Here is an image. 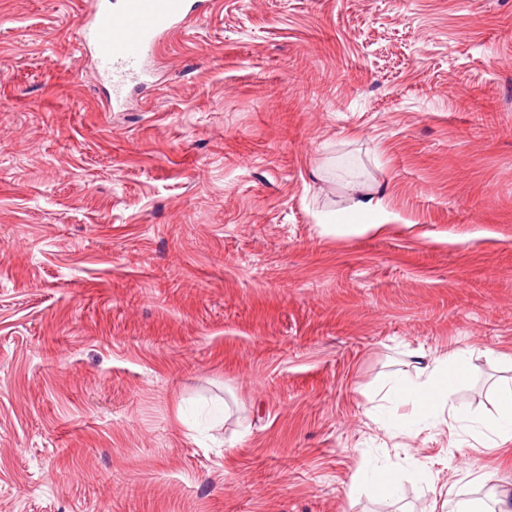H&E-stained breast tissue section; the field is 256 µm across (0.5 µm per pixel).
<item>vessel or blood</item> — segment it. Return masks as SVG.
<instances>
[{
    "mask_svg": "<svg viewBox=\"0 0 512 512\" xmlns=\"http://www.w3.org/2000/svg\"><path fill=\"white\" fill-rule=\"evenodd\" d=\"M190 0H119L117 9L93 7L84 22L82 50L98 73L122 85L154 57L162 37L179 31L194 15Z\"/></svg>",
    "mask_w": 512,
    "mask_h": 512,
    "instance_id": "b4317fda",
    "label": "vessel or blood"
}]
</instances>
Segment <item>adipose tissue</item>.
I'll return each mask as SVG.
<instances>
[{
	"label": "adipose tissue",
	"instance_id": "1",
	"mask_svg": "<svg viewBox=\"0 0 512 512\" xmlns=\"http://www.w3.org/2000/svg\"><path fill=\"white\" fill-rule=\"evenodd\" d=\"M468 374L466 353L447 351L418 364L413 377L392 380L382 399L395 407L412 403V415L400 422L401 427L408 430L420 422L439 420L446 410L452 409L453 395ZM478 435L491 449L512 441V387L500 391L496 413L482 421Z\"/></svg>",
	"mask_w": 512,
	"mask_h": 512
}]
</instances>
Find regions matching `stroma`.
I'll list each match as a JSON object with an SVG mask.
<instances>
[{
  "mask_svg": "<svg viewBox=\"0 0 512 512\" xmlns=\"http://www.w3.org/2000/svg\"><path fill=\"white\" fill-rule=\"evenodd\" d=\"M90 2L0 0V512L511 485L475 431L512 384V0H210L118 110ZM447 350L456 415L386 428L377 386ZM369 487L388 501H395L398 490L394 473L385 466H376L367 476Z\"/></svg>",
  "mask_w": 512,
  "mask_h": 512,
  "instance_id": "35a3bbf8",
  "label": "stroma"
}]
</instances>
